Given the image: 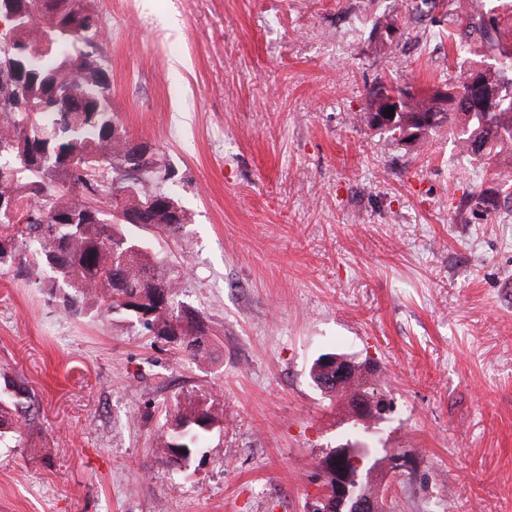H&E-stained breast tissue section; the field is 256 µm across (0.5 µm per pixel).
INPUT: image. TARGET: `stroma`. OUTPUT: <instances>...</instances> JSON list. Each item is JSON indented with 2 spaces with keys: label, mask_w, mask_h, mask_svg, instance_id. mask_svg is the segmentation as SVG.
<instances>
[{
  "label": "stroma",
  "mask_w": 512,
  "mask_h": 512,
  "mask_svg": "<svg viewBox=\"0 0 512 512\" xmlns=\"http://www.w3.org/2000/svg\"><path fill=\"white\" fill-rule=\"evenodd\" d=\"M436 3L93 0L112 110L189 216L151 246L215 361L1 269L0 370L40 412L0 445V512H303L316 461L355 440L386 512H512V200L458 211L494 181L454 126L411 148L362 119L378 80L456 78L458 0ZM325 352L370 365L393 412L352 424L310 381ZM201 393L224 430L178 470L156 433Z\"/></svg>",
  "instance_id": "35a3bbf8"
}]
</instances>
